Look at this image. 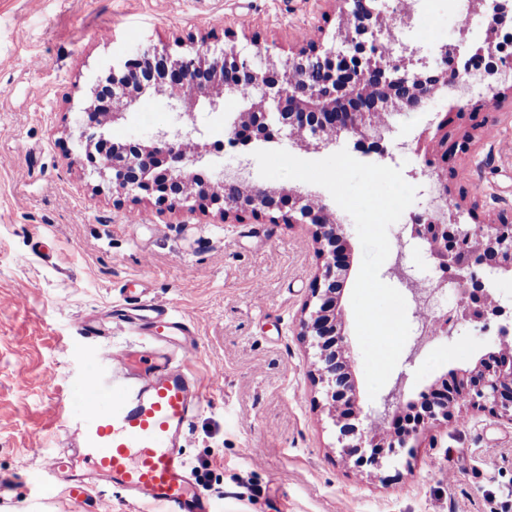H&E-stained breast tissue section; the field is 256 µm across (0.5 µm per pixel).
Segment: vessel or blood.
Returning a JSON list of instances; mask_svg holds the SVG:
<instances>
[{"instance_id": "b4317fda", "label": "vessel or blood", "mask_w": 512, "mask_h": 512, "mask_svg": "<svg viewBox=\"0 0 512 512\" xmlns=\"http://www.w3.org/2000/svg\"><path fill=\"white\" fill-rule=\"evenodd\" d=\"M87 337L130 332L150 349L99 345L96 357L110 378L90 380L81 407L64 420L72 454L51 453L41 477L82 512H112L113 491L161 512H213L210 494L186 467L182 446L202 412L204 392L184 367L197 347L194 327L151 296L143 281L128 282L111 325L80 322Z\"/></svg>"}]
</instances>
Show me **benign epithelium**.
<instances>
[{
    "label": "benign epithelium",
    "mask_w": 512,
    "mask_h": 512,
    "mask_svg": "<svg viewBox=\"0 0 512 512\" xmlns=\"http://www.w3.org/2000/svg\"><path fill=\"white\" fill-rule=\"evenodd\" d=\"M338 26L332 44L318 39L284 59L275 61L257 50L244 54L235 47L211 50L195 46L194 39L179 50H148L112 65L106 82L112 84L115 102L101 112L97 96L83 108L86 116L77 123V142L85 161L99 177L112 183L119 195L136 198L173 195L189 208L215 206L224 220L250 214L270 224H311L322 245L325 260L322 277L326 289L315 288V302L300 322L299 335L317 349V382L322 385L335 423L358 418L355 387L336 388V355L349 347L343 329L337 328L336 264L342 261L339 247L344 237L326 204L316 196L296 190H275L247 183L239 170L217 173V179L196 181L195 167L206 156L219 155L225 147L238 153L257 142L294 140L307 150L336 141L341 135L353 141L355 151L384 159L387 135L377 129L381 112L427 108L439 91L468 82L472 70L492 58L495 65L482 71L478 97L495 102L500 87L512 90L506 66L500 60L498 34L512 36V0H467L469 14L485 17L489 31L481 43L470 39L469 22L457 30L454 41L434 55L407 46L395 58L380 55V47L397 22L408 20L407 0H334ZM244 88V109L231 123L225 141L208 143L197 136L192 113H179L180 126L160 130L136 145V154L117 159L107 154L111 145L104 127L118 122L148 92L165 95L173 105L190 109L206 103L215 109L226 93ZM401 233L419 241L441 282L452 281L465 305L462 323L485 331L501 318L495 343L512 335V313L495 298L492 273L512 274V222L502 216L494 224H463L453 209L448 220L435 222L426 214L411 215ZM386 275L408 289L413 317H418L417 298L410 288L415 277L400 260L390 263ZM408 374L401 370L393 385L380 398L377 410L365 414L370 426L352 434L341 431L342 455L355 458L360 467L378 468L382 460L397 455V449L422 429L448 420L461 399L466 406L512 421V355L501 350L480 356L473 369L454 379L452 386L434 392L436 409L421 416L416 426L399 434L392 423L404 407Z\"/></svg>",
    "instance_id": "benign-epithelium-1"
}]
</instances>
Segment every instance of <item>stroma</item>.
I'll return each mask as SVG.
<instances>
[{
	"label": "stroma",
	"mask_w": 512,
	"mask_h": 512,
	"mask_svg": "<svg viewBox=\"0 0 512 512\" xmlns=\"http://www.w3.org/2000/svg\"><path fill=\"white\" fill-rule=\"evenodd\" d=\"M465 0H416L426 17L399 26L397 43L450 42ZM332 0H0V512H70L39 488L88 379L105 370L84 319L108 321L121 287L145 280L152 296L191 322L198 349L186 366L201 383L221 375L185 443L192 474L217 512H512V422L484 412L418 434L398 462L369 471L343 459L340 428L314 381L315 350L299 335L324 259L309 224L222 220L217 209L116 198L78 159L70 134L89 88L113 61L195 38L283 58L334 33ZM242 107L199 105L193 122L211 141ZM167 99L144 94L111 128L139 142L173 126ZM395 138L424 130L448 202L489 224L512 213V95L458 109L394 113ZM272 187L321 197L344 226L348 268L340 293L351 377L369 407L351 293L362 261L352 217L323 187ZM495 330L438 337L410 367V399L472 369Z\"/></svg>",
	"instance_id": "stroma-1"
}]
</instances>
